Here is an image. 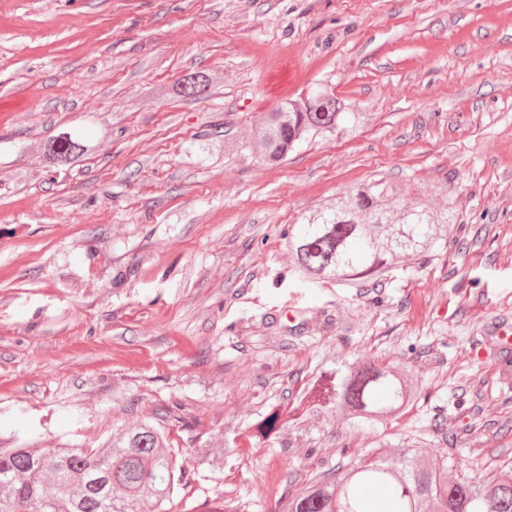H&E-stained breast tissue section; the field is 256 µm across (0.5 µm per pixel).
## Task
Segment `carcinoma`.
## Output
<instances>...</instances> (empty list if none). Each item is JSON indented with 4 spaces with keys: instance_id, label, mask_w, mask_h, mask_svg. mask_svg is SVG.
I'll return each mask as SVG.
<instances>
[{
    "instance_id": "obj_1",
    "label": "carcinoma",
    "mask_w": 512,
    "mask_h": 512,
    "mask_svg": "<svg viewBox=\"0 0 512 512\" xmlns=\"http://www.w3.org/2000/svg\"><path fill=\"white\" fill-rule=\"evenodd\" d=\"M211 83L202 71L160 89L169 97H200ZM359 112L335 95L316 90L265 113L251 133L260 155L277 162L309 135L356 124ZM81 134L61 132L43 146L50 168L61 169L88 154ZM384 179L361 184L311 211L293 225L287 246L298 281L358 287L386 276L404 257H416L457 222L453 207H433L411 190ZM420 384L402 363L345 362L321 371L302 398L306 413L331 409L349 426L378 428L403 415ZM176 408L152 421L117 429L97 448H39L0 443V512H140L151 501L159 512L186 489L184 462L166 431ZM198 464L224 465V453L196 448ZM282 512H512V468L475 481L456 472L448 454L429 458L424 448L371 453L359 461L313 475L286 499Z\"/></svg>"
}]
</instances>
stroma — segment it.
Segmentation results:
<instances>
[{
	"label": "stroma",
	"mask_w": 512,
	"mask_h": 512,
	"mask_svg": "<svg viewBox=\"0 0 512 512\" xmlns=\"http://www.w3.org/2000/svg\"><path fill=\"white\" fill-rule=\"evenodd\" d=\"M200 100L159 96L189 71ZM325 88L362 122L277 165L245 140ZM81 132L74 168L44 142ZM382 178L453 205L430 253L359 288L304 286L284 234ZM512 0H0V441L95 447L176 402L170 512H278L371 449L512 465ZM400 362L411 412L300 414L332 361ZM278 428L260 431L271 414ZM457 435L448 448L446 433Z\"/></svg>",
	"instance_id": "35a3bbf8"
}]
</instances>
